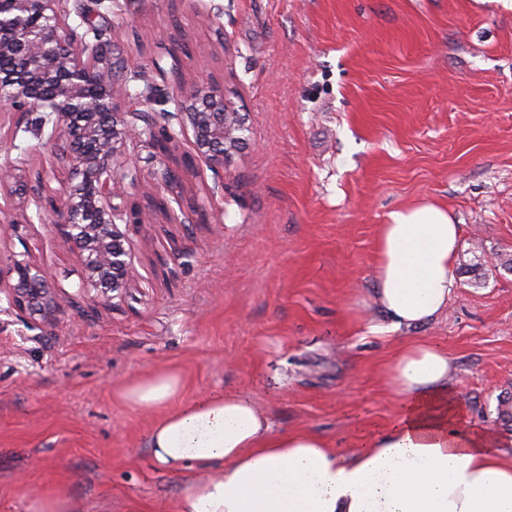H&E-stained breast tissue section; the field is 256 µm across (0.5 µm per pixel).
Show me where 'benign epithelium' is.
I'll use <instances>...</instances> for the list:
<instances>
[{
    "label": "benign epithelium",
    "mask_w": 512,
    "mask_h": 512,
    "mask_svg": "<svg viewBox=\"0 0 512 512\" xmlns=\"http://www.w3.org/2000/svg\"><path fill=\"white\" fill-rule=\"evenodd\" d=\"M56 3L0 0V108L43 113L40 125H51L47 144L67 185L60 195L46 197L42 185L21 181L12 167L1 165L0 214L16 198L47 211L59 247L79 257L88 289L110 302L132 273L117 221L151 224L160 213L168 224L181 223L164 197L134 206L127 217L113 203L126 182L138 179L118 161L123 144L132 137L145 140L159 164L156 191L169 194L181 209L183 176L195 175L193 158L207 165L230 163L246 144L248 128L223 87L210 79L186 83L179 75L170 100L193 154L180 152V140L166 125L151 120L149 128L138 127L117 101L121 57L102 63L104 53L73 37ZM2 293L11 309L36 326L51 324L63 302L52 273L27 254L8 256L6 275L0 274Z\"/></svg>",
    "instance_id": "obj_1"
}]
</instances>
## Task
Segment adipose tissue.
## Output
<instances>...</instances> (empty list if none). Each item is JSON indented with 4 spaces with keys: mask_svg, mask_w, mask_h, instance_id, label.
Masks as SVG:
<instances>
[{
    "mask_svg": "<svg viewBox=\"0 0 512 512\" xmlns=\"http://www.w3.org/2000/svg\"><path fill=\"white\" fill-rule=\"evenodd\" d=\"M462 237L446 205L392 210L376 237L371 300L398 334L438 321L459 286ZM455 367L427 342L404 341L382 369L402 403L382 430L339 446L312 431H278L254 398L224 392L184 397L178 372L125 381L116 400L152 416L145 445L179 475L169 512H512V453L468 414L448 387Z\"/></svg>",
    "mask_w": 512,
    "mask_h": 512,
    "instance_id": "obj_1",
    "label": "adipose tissue"
}]
</instances>
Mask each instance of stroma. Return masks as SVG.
<instances>
[{
    "label": "stroma",
    "instance_id": "1",
    "mask_svg": "<svg viewBox=\"0 0 512 512\" xmlns=\"http://www.w3.org/2000/svg\"><path fill=\"white\" fill-rule=\"evenodd\" d=\"M59 0L106 13L127 61L123 111L175 72L209 77L243 106L249 140L228 166L200 164L189 224H131L135 276L105 303L30 207L5 253H29L68 297L53 325L0 301V503L26 512L67 491L85 512H165L180 485L144 446L148 414L112 396L135 376L180 371L186 398L240 391L276 430L334 440L393 422L379 378L402 339L447 351L468 424L502 439L512 394V0ZM35 115L0 109V163L23 179L60 175ZM123 158L140 177L122 204L153 194L147 145ZM432 197L462 229L460 286L438 322L406 337L366 334L377 228Z\"/></svg>",
    "mask_w": 512,
    "mask_h": 512
}]
</instances>
